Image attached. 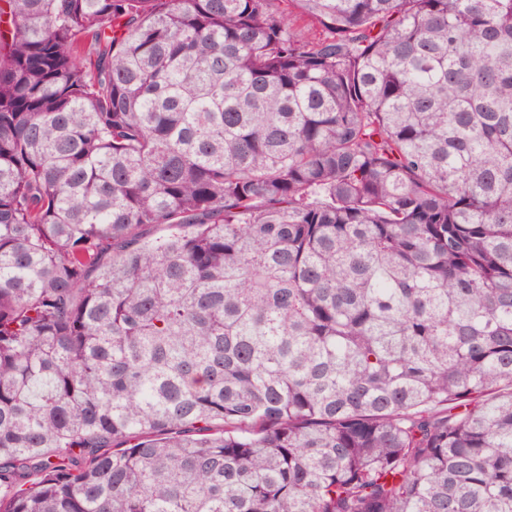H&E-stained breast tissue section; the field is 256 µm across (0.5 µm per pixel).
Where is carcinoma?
<instances>
[{
	"mask_svg": "<svg viewBox=\"0 0 512 512\" xmlns=\"http://www.w3.org/2000/svg\"><path fill=\"white\" fill-rule=\"evenodd\" d=\"M0 512H512V0H0Z\"/></svg>",
	"mask_w": 512,
	"mask_h": 512,
	"instance_id": "1",
	"label": "carcinoma"
}]
</instances>
